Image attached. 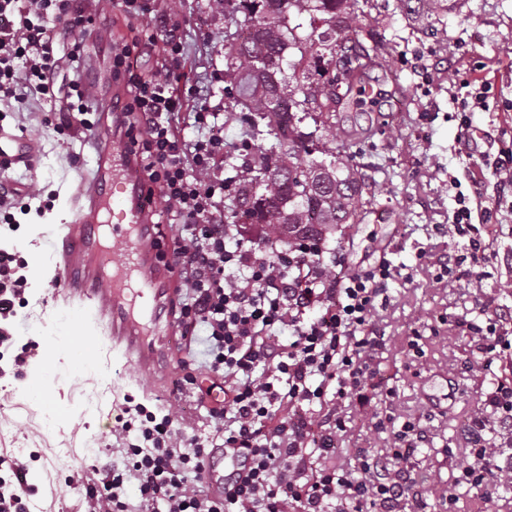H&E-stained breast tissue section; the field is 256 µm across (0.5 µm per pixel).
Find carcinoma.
I'll return each mask as SVG.
<instances>
[{
    "mask_svg": "<svg viewBox=\"0 0 512 512\" xmlns=\"http://www.w3.org/2000/svg\"><path fill=\"white\" fill-rule=\"evenodd\" d=\"M369 0H224V25L249 31L224 56L229 78L224 81V111L238 113L242 150L227 163L236 171L233 223H260L261 180L277 174L285 185L278 204L291 210L304 206L310 221L296 236L329 240L320 228L323 210L336 212V227L357 224L365 214V182L358 166L313 156L321 133H339L345 145L366 140L364 132L345 129L339 112L360 111L369 96L368 76L378 68L387 44L375 38L359 51L349 34L366 16ZM276 23L282 39L266 46L263 61L243 68L263 27ZM261 95L270 108L259 119L250 109Z\"/></svg>",
    "mask_w": 512,
    "mask_h": 512,
    "instance_id": "obj_1",
    "label": "carcinoma"
}]
</instances>
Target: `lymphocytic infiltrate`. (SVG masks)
Wrapping results in <instances>:
<instances>
[{"mask_svg": "<svg viewBox=\"0 0 512 512\" xmlns=\"http://www.w3.org/2000/svg\"><path fill=\"white\" fill-rule=\"evenodd\" d=\"M90 0H0V89L23 101L16 62L47 98H55L54 73L63 61L78 62L79 47L56 55L57 37L92 23ZM19 15V26L8 24ZM130 51L112 52V74L126 78L125 135L150 184L159 186L181 229L172 253L184 290L178 319L186 332L204 327L209 362L185 373L179 390H204L212 401L213 438L188 435L173 413L156 415L144 404L125 406L118 430L135 442L123 448L124 466L87 485L88 512H399L408 495L400 464L424 435L416 419L401 424L390 455L345 444L347 411L363 403L384 337L373 324L379 300L402 268L388 258L338 277L311 239L273 245L263 226L224 220L218 205L224 180L218 165L233 147L225 142L207 107L193 120L203 139L182 140L172 128L181 103L157 78L131 73ZM480 192H457L449 237L465 251L441 257L445 275L472 278L490 248L472 222ZM15 257L0 251V348L13 336L5 320L15 314L24 278ZM481 302L473 317L456 325L477 353L490 356L511 334ZM485 413L468 424L470 463L457 483L492 491L512 482V467L486 438L489 416L512 425V379L497 381L484 400ZM224 451V489L215 491L205 462ZM135 482L137 495L125 486Z\"/></svg>", "mask_w": 512, "mask_h": 512, "instance_id": "lymphocytic-infiltrate-1", "label": "lymphocytic infiltrate"}]
</instances>
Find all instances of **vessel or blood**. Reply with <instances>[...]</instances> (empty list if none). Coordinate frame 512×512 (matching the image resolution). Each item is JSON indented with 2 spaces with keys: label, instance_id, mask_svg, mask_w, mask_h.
Instances as JSON below:
<instances>
[{
  "label": "vessel or blood",
  "instance_id": "vessel-or-blood-1",
  "mask_svg": "<svg viewBox=\"0 0 512 512\" xmlns=\"http://www.w3.org/2000/svg\"><path fill=\"white\" fill-rule=\"evenodd\" d=\"M97 144L94 174L82 182L72 223L59 231L57 279L83 312L102 316L110 349L152 376L175 367L181 327L170 313V269L158 256L148 187L131 145L104 136ZM31 162L18 136L0 128V167Z\"/></svg>",
  "mask_w": 512,
  "mask_h": 512
}]
</instances>
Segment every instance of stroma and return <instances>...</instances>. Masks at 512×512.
<instances>
[{"mask_svg": "<svg viewBox=\"0 0 512 512\" xmlns=\"http://www.w3.org/2000/svg\"><path fill=\"white\" fill-rule=\"evenodd\" d=\"M438 15H410L399 0H380L373 21L364 23L356 41L369 44L384 37L388 44L387 76L381 109L366 113L372 137L365 146L350 147L344 159L356 163L373 205L362 223L346 224L335 241L342 271L375 263L385 256L407 265L411 281L390 283L389 300L379 307L377 323L386 346L377 367V389L367 390L365 406L352 413L349 446L379 454L392 446L391 429L376 432V418L419 420L426 441L407 463L412 493L424 512H448L442 495L454 489L457 512H512V484L493 498L466 485L454 486L466 459L464 423L481 409L480 398L500 376L512 374V348L496 354L490 368L477 365L469 339L453 326L474 299L512 309V222L498 225L495 256L486 263L489 276L480 285L466 281L436 282V263L463 241L441 233L455 208L451 178L467 181L481 175L486 206L496 207V178L480 156L469 155L457 141L458 121L449 85V57L461 71L487 78L494 97L488 110L470 112L468 120L484 136L485 150L512 141V0H450ZM207 0H156L152 25L174 13L181 21V63L171 69L168 84L182 102L177 132L193 139L197 130L188 115L208 105L223 113L224 139L239 141L242 129L224 110V53L230 39L224 16L206 9ZM94 31H76L59 41L58 53L72 44L132 47L138 22L125 18L114 0H99ZM92 131L68 126L58 102L28 90L25 103L0 91V127L23 138L33 154L29 167L0 172L7 199L0 205V250L15 255L26 278L15 304L14 344L0 356V459L23 464L22 477L32 491L31 512H85L84 486L104 470L122 465L120 426L127 398L159 408L175 404L187 434L209 436L215 425L208 416L209 398L177 393L182 369L155 380L139 378L134 364L109 353L99 326L79 309H67L48 277L56 259L61 225L72 219L73 195L95 165L92 148L101 135L102 110L89 115ZM419 334L424 357L407 351L411 334ZM93 346V369L72 372L65 361L47 362V349L83 343ZM28 351L23 366L14 356ZM38 387L52 396L41 403L25 391Z\"/></svg>", "mask_w": 512, "mask_h": 512, "instance_id": "35a3bbf8", "label": "stroma"}]
</instances>
